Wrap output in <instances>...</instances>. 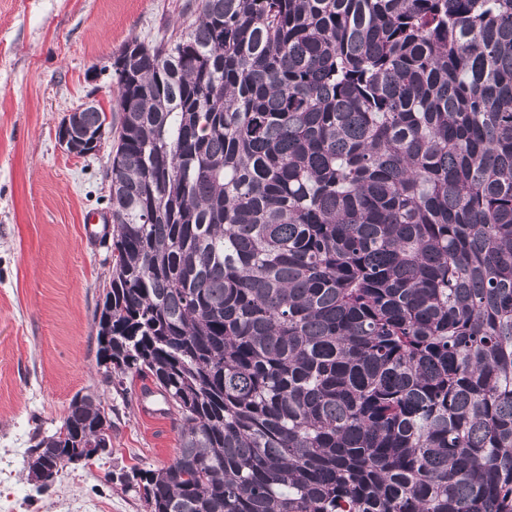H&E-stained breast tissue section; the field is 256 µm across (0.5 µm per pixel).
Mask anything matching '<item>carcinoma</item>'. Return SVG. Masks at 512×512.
Wrapping results in <instances>:
<instances>
[{
  "mask_svg": "<svg viewBox=\"0 0 512 512\" xmlns=\"http://www.w3.org/2000/svg\"><path fill=\"white\" fill-rule=\"evenodd\" d=\"M111 80L96 359L179 435L146 512H512V0H200ZM91 441L77 393L28 478Z\"/></svg>",
  "mask_w": 512,
  "mask_h": 512,
  "instance_id": "carcinoma-1",
  "label": "carcinoma"
}]
</instances>
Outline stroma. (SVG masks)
<instances>
[{
	"label": "stroma",
	"instance_id": "stroma-1",
	"mask_svg": "<svg viewBox=\"0 0 512 512\" xmlns=\"http://www.w3.org/2000/svg\"><path fill=\"white\" fill-rule=\"evenodd\" d=\"M198 0H0V498L20 512H145L135 468L174 457L161 396L109 384L96 361L94 312L112 275L107 213L111 140L79 157L60 147L67 112L92 99L113 111L110 73L127 43L170 36ZM98 225V238L84 227ZM112 410V453L67 465L44 490L23 460L76 393Z\"/></svg>",
	"mask_w": 512,
	"mask_h": 512
}]
</instances>
